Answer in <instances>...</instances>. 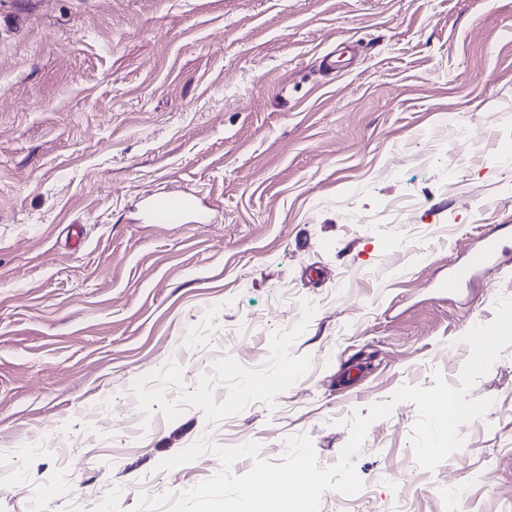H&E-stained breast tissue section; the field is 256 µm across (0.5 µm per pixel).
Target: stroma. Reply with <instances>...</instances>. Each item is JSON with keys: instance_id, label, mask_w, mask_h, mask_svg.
Masks as SVG:
<instances>
[{"instance_id": "35a3bbf8", "label": "stroma", "mask_w": 512, "mask_h": 512, "mask_svg": "<svg viewBox=\"0 0 512 512\" xmlns=\"http://www.w3.org/2000/svg\"><path fill=\"white\" fill-rule=\"evenodd\" d=\"M452 119L481 128L453 183ZM507 145L512 0H0V452L25 481L0 512H134L219 470L160 469L203 439L277 464L305 435L329 466L354 414L457 385L512 298ZM170 190L212 222H140ZM497 224L500 263L441 291ZM470 395L497 413L456 456L418 467L396 404L320 512H448L446 484L512 512V345Z\"/></svg>"}]
</instances>
